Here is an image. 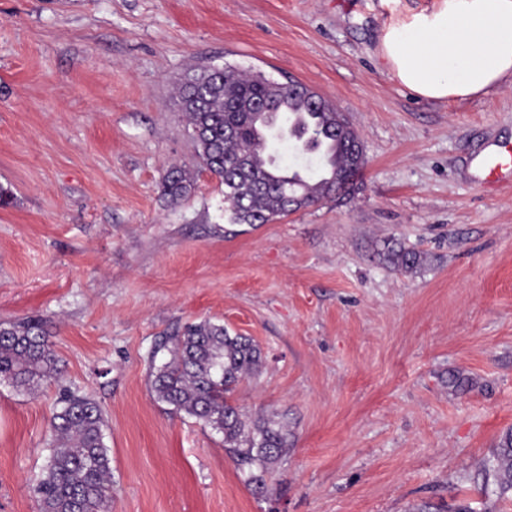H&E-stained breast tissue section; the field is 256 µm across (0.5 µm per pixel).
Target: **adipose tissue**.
<instances>
[{"mask_svg":"<svg viewBox=\"0 0 512 512\" xmlns=\"http://www.w3.org/2000/svg\"><path fill=\"white\" fill-rule=\"evenodd\" d=\"M380 54L420 97L464 100L512 81V0H437L387 26Z\"/></svg>","mask_w":512,"mask_h":512,"instance_id":"adipose-tissue-1","label":"adipose tissue"}]
</instances>
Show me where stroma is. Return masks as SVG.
<instances>
[{"label":"stroma","mask_w":512,"mask_h":512,"mask_svg":"<svg viewBox=\"0 0 512 512\" xmlns=\"http://www.w3.org/2000/svg\"><path fill=\"white\" fill-rule=\"evenodd\" d=\"M435 0H0V322L43 320L60 382L0 383V512H39L61 388L104 410L112 512H512V186L470 158L512 143V82L427 100L385 26ZM302 82L357 129L349 194L230 224L175 100L206 66ZM190 196L161 194L167 169ZM397 239L413 275L371 254ZM250 337L236 404L292 443L256 491L221 435L150 391L165 333ZM193 182L189 173L182 168L173 167L167 170L162 177L161 191L171 203H178L192 193ZM496 462L502 488H512V433L504 437L496 455Z\"/></svg>","instance_id":"stroma-1"}]
</instances>
